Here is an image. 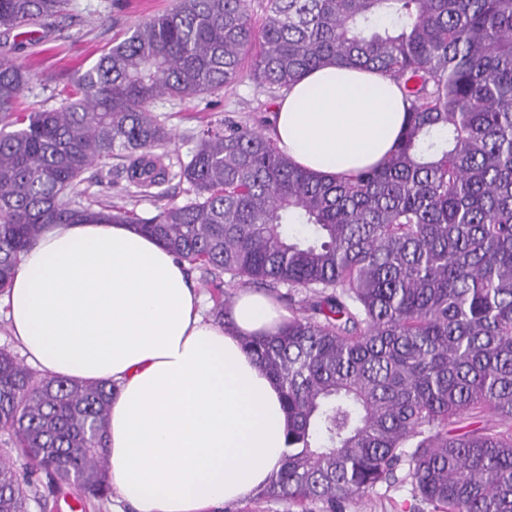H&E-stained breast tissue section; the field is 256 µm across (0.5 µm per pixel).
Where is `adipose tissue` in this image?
<instances>
[{"label":"adipose tissue","mask_w":512,"mask_h":512,"mask_svg":"<svg viewBox=\"0 0 512 512\" xmlns=\"http://www.w3.org/2000/svg\"><path fill=\"white\" fill-rule=\"evenodd\" d=\"M271 134L338 177L383 162L406 123L395 84L327 65L280 98ZM4 302L12 335L50 376L109 380L112 495L131 512H221L263 488L288 449L277 383L241 346L286 311L239 293L235 326L205 319L185 266L130 224H59L24 255Z\"/></svg>","instance_id":"adipose-tissue-1"}]
</instances>
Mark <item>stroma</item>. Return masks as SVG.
I'll list each match as a JSON object with an SVG mask.
<instances>
[{
  "instance_id": "stroma-1",
  "label": "stroma",
  "mask_w": 512,
  "mask_h": 512,
  "mask_svg": "<svg viewBox=\"0 0 512 512\" xmlns=\"http://www.w3.org/2000/svg\"><path fill=\"white\" fill-rule=\"evenodd\" d=\"M172 0H71L65 14L49 27H37L38 41H31L19 57L32 71L33 79L24 89L18 109L29 112L58 105L65 79L77 78L100 55L121 41L128 30L147 16L165 11ZM282 92L258 85L243 75L235 86L225 89L212 102L187 103L162 101L155 110L175 134L171 154L189 159L196 147L194 132L227 120L256 128H268ZM119 160L90 167L79 186L83 205L99 207L110 203L126 206L142 217L155 215L168 204L182 205L190 195L185 182L170 178L162 186L141 194L117 176ZM396 484L377 486L364 498L348 506L346 512H432L430 506L414 500L406 469L397 472Z\"/></svg>"
}]
</instances>
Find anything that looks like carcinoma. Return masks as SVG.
<instances>
[{"label":"carcinoma","instance_id":"1","mask_svg":"<svg viewBox=\"0 0 512 512\" xmlns=\"http://www.w3.org/2000/svg\"><path fill=\"white\" fill-rule=\"evenodd\" d=\"M69 0H0L13 48ZM173 0L66 85L16 113L31 71L0 57V294L53 224H133L197 269L231 324L248 287L288 306L244 336L277 381L288 453L259 501L345 512L408 466L432 512H512V0ZM334 63L401 90L409 118L386 161L350 177L302 169L261 130L199 131L180 179L193 193L148 218L81 202L82 175L122 160L148 190L169 180L159 101L217 95L244 66L288 90ZM305 226L301 236L288 231ZM288 292L283 293L281 289ZM304 292L299 297L296 291ZM109 381L38 374L0 349V512L42 509L38 480L108 499ZM488 418L463 433L453 424Z\"/></svg>","mask_w":512,"mask_h":512}]
</instances>
